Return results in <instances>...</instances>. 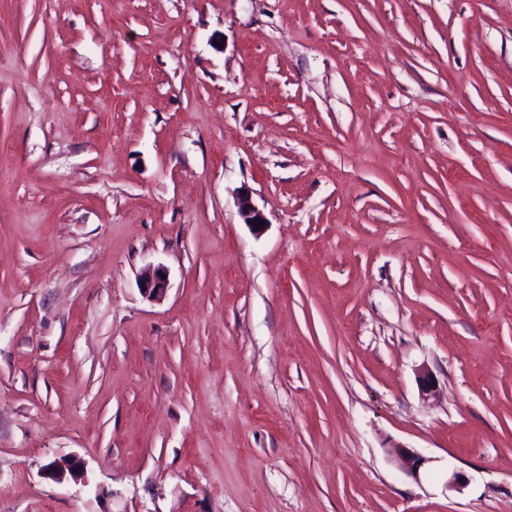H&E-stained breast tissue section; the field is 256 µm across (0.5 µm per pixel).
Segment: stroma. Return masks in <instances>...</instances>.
Returning a JSON list of instances; mask_svg holds the SVG:
<instances>
[{
    "mask_svg": "<svg viewBox=\"0 0 512 512\" xmlns=\"http://www.w3.org/2000/svg\"><path fill=\"white\" fill-rule=\"evenodd\" d=\"M0 512H512V0H0ZM239 214L244 224H248L253 231L260 232L267 224V219L263 212L259 210L251 200V195L247 189H241L238 194ZM257 221L265 222L262 227H256ZM168 273L163 266L149 269L140 280V289L152 298H161L168 289ZM393 448L401 469L415 480L420 479L421 470L428 459L412 448L403 446Z\"/></svg>",
    "mask_w": 512,
    "mask_h": 512,
    "instance_id": "obj_1",
    "label": "stroma"
}]
</instances>
